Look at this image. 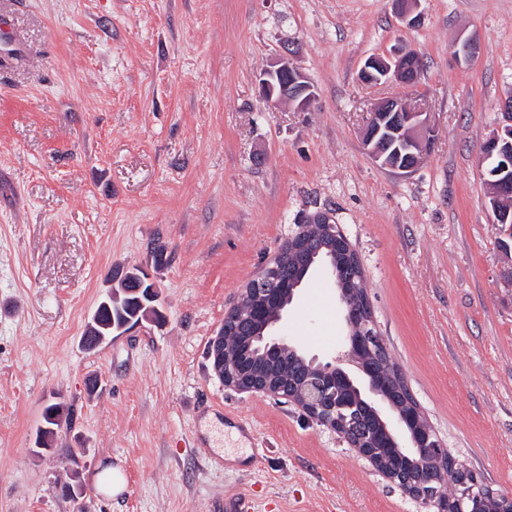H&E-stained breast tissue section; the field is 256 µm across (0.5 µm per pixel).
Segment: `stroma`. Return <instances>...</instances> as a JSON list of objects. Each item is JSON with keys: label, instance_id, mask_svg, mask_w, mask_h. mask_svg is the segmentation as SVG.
Returning a JSON list of instances; mask_svg holds the SVG:
<instances>
[{"label": "stroma", "instance_id": "35a3bbf8", "mask_svg": "<svg viewBox=\"0 0 512 512\" xmlns=\"http://www.w3.org/2000/svg\"><path fill=\"white\" fill-rule=\"evenodd\" d=\"M0 512H423L294 404L219 380L209 343L299 223L332 214L426 418L463 465L512 492V278L485 207L483 145L512 97V0H0ZM474 38L473 60L453 48ZM414 50L417 90L365 86L372 55ZM316 92L267 102L282 53ZM426 112L400 172L367 153L378 102ZM159 287V322L85 349L115 266ZM278 335L342 343L330 275ZM97 378L88 393V378ZM62 421L35 444L46 405ZM126 489L104 496L101 467Z\"/></svg>", "mask_w": 512, "mask_h": 512}]
</instances>
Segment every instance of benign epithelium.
<instances>
[{
	"label": "benign epithelium",
	"instance_id": "obj_1",
	"mask_svg": "<svg viewBox=\"0 0 512 512\" xmlns=\"http://www.w3.org/2000/svg\"><path fill=\"white\" fill-rule=\"evenodd\" d=\"M423 69L421 56L413 51H398L384 58L373 56L366 60L360 71L363 84L377 86L390 80L413 89L418 86ZM260 89L265 100L271 103L287 101L299 112L309 110L315 92L306 77L288 55H283L264 70ZM506 123L487 140L484 155L493 160L487 179L490 209L498 215L503 201L512 197V182L503 174L512 169V99L505 105ZM385 133L399 134V146L393 148L382 138ZM430 126L427 113L412 109L400 97H389L379 103L363 134V144L369 155L380 165L401 171H411L428 148ZM320 224L327 237L348 240L341 225L327 212H317L306 220L288 238V243L301 241L308 225ZM282 257L264 265L255 279L242 292V296L255 293L258 283L281 276ZM346 328L357 323L358 332H347L341 346L332 356L309 358L313 368L309 382L310 394L300 401L286 393L269 375H249L243 371L237 357L221 350L223 335L219 334L209 348V359L224 386L242 392H255L286 399L302 410L313 423L326 427L345 439L350 433L342 430L338 413L358 405L366 408L374 422L375 432L368 434L359 455L387 481L399 487L415 500L426 512H484L489 499L504 500L512 512V493L492 487L476 471L460 464L449 452L444 441L428 422L418 403L411 404L412 411L404 412L389 394L391 383L379 378L373 361L378 359V348H386L380 339L368 293L360 300H353L349 293L337 290ZM385 438L393 448H400L417 459V468L408 477L400 470L384 466L378 457V440ZM460 471L461 490L455 501L448 502L442 494L448 467Z\"/></svg>",
	"mask_w": 512,
	"mask_h": 512
}]
</instances>
